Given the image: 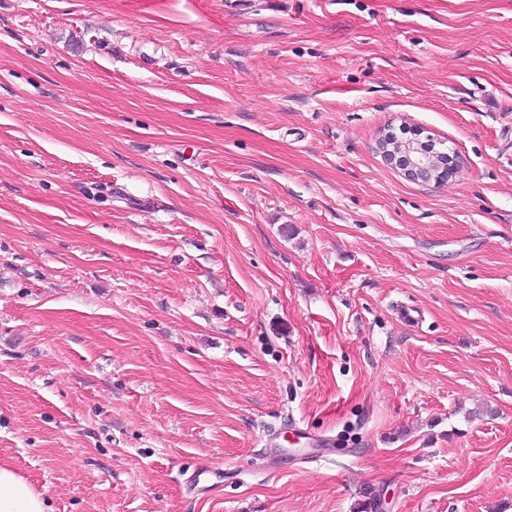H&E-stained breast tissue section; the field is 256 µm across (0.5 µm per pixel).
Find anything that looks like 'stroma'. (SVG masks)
I'll use <instances>...</instances> for the list:
<instances>
[{
	"instance_id": "1",
	"label": "stroma",
	"mask_w": 512,
	"mask_h": 512,
	"mask_svg": "<svg viewBox=\"0 0 512 512\" xmlns=\"http://www.w3.org/2000/svg\"><path fill=\"white\" fill-rule=\"evenodd\" d=\"M0 462L52 512H512V0H0ZM384 143V153L390 161H395L404 175L413 181L444 183L448 181V165L435 159L429 141H411L404 148V155L399 157L402 148L395 144Z\"/></svg>"
}]
</instances>
